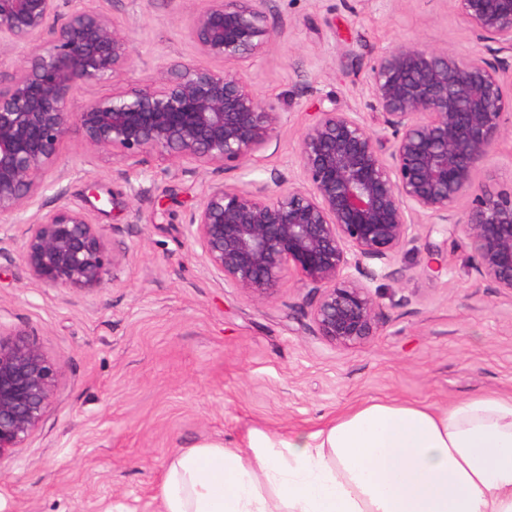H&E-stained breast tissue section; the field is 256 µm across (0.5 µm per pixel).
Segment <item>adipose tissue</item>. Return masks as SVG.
I'll return each mask as SVG.
<instances>
[{"label":"adipose tissue","mask_w":512,"mask_h":512,"mask_svg":"<svg viewBox=\"0 0 512 512\" xmlns=\"http://www.w3.org/2000/svg\"><path fill=\"white\" fill-rule=\"evenodd\" d=\"M161 512H512V395L371 400L319 428L175 453Z\"/></svg>","instance_id":"obj_1"}]
</instances>
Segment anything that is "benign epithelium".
I'll return each mask as SVG.
<instances>
[{
  "label": "benign epithelium",
  "instance_id": "7a95c632",
  "mask_svg": "<svg viewBox=\"0 0 512 512\" xmlns=\"http://www.w3.org/2000/svg\"><path fill=\"white\" fill-rule=\"evenodd\" d=\"M191 14L187 38L222 60L215 70L179 59L144 84L74 108L81 88L131 68V39L94 9L60 14L59 0H0V41L23 64L0 85V228L13 226L78 132L92 149L130 167L155 154L191 172L240 169L278 137L281 115L252 87L249 69L275 31L267 0H207ZM480 46L462 58L417 41L397 44L372 69L371 107L381 129L329 101L299 134L279 190L213 183L185 217L209 269L224 286L257 301L286 276H301L312 331L342 347L364 345L385 324L364 262H390L417 220L446 224L456 201L469 209L454 225L472 265L512 293V192L493 193L478 174L503 137L505 78L512 55V0H451ZM19 259L45 287L95 290L114 264L100 224L82 208L57 207L24 225ZM58 368L22 330L0 324V465L25 447L45 417Z\"/></svg>",
  "mask_w": 512,
  "mask_h": 512
}]
</instances>
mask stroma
Listing matches in <instances>:
<instances>
[{
    "instance_id": "obj_1",
    "label": "stroma",
    "mask_w": 512,
    "mask_h": 512,
    "mask_svg": "<svg viewBox=\"0 0 512 512\" xmlns=\"http://www.w3.org/2000/svg\"><path fill=\"white\" fill-rule=\"evenodd\" d=\"M206 0H60L61 13L95 8L129 32L134 66L92 83L77 104L138 84L168 59L206 61L184 33ZM278 34L250 69L255 90L282 115L277 138L241 170L184 172L147 156L130 170L72 134L20 213L0 232V324L23 330L56 364L50 407L26 447L0 464V512H160L169 457L205 442H239L252 428L313 430L371 399L437 406L494 391L512 395V293L471 268L452 224L421 219L390 264L367 262L386 322L365 345L339 347L312 333L299 276L265 302L225 287L207 268L184 222L213 182L276 191L301 128L324 99L370 127L373 66L404 40L478 53L449 0H270ZM489 191L512 190V135L478 175ZM105 198L102 225L117 258L103 288L32 283L18 254L20 226L36 212ZM143 188L141 199L133 189ZM440 271L425 268L429 251Z\"/></svg>"
}]
</instances>
